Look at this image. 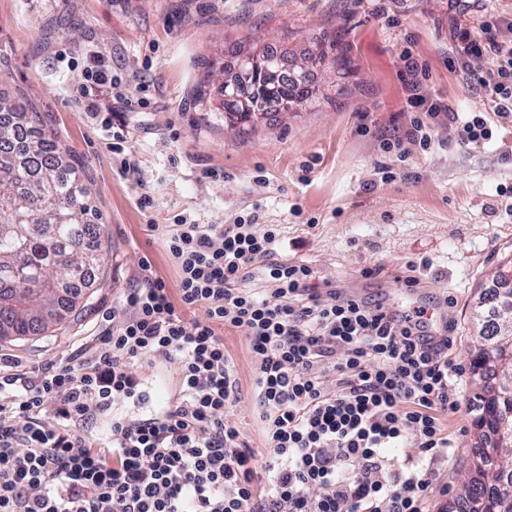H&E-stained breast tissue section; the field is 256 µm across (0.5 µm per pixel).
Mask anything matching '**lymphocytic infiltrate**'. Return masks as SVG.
Listing matches in <instances>:
<instances>
[{"label":"lymphocytic infiltrate","mask_w":512,"mask_h":512,"mask_svg":"<svg viewBox=\"0 0 512 512\" xmlns=\"http://www.w3.org/2000/svg\"><path fill=\"white\" fill-rule=\"evenodd\" d=\"M459 61L512 119V42L457 26ZM279 224H179L166 247L176 293L145 278L98 345L29 377L0 355V512H423L449 456L443 423L457 378L426 310L388 313L312 269L278 259ZM263 285L246 287L254 264ZM202 317L184 319L181 308ZM241 332L262 409L264 463L229 415L241 400L216 326ZM174 365L178 390L149 407L140 361ZM108 434L82 435L90 414ZM409 446L417 462L394 463Z\"/></svg>","instance_id":"lymphocytic-infiltrate-1"}]
</instances>
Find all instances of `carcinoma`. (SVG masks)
I'll return each mask as SVG.
<instances>
[{
  "mask_svg": "<svg viewBox=\"0 0 512 512\" xmlns=\"http://www.w3.org/2000/svg\"><path fill=\"white\" fill-rule=\"evenodd\" d=\"M240 86L224 100V111L242 125L252 112H265L285 99L303 102L309 90L284 84L272 94ZM67 150L49 138L36 113L22 99H0V300L19 299L21 305L0 309V337L28 336L80 311L81 297L69 288L100 267L105 238L103 225L88 204V191L76 167L66 161ZM512 288L490 293L493 311L482 325V343L474 350L471 368L491 382L512 378V368L498 358L505 335L500 320L505 297ZM473 400L481 414L475 428L494 431L509 407L500 399ZM488 477L465 488L456 499L464 512L466 499L488 498L495 512H512V501L501 497V481L512 485V448L505 463L487 461Z\"/></svg>",
  "mask_w": 512,
  "mask_h": 512,
  "instance_id": "cac0c4a2",
  "label": "carcinoma"
}]
</instances>
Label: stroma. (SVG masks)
I'll return each mask as SVG.
<instances>
[{
    "instance_id": "1",
    "label": "stroma",
    "mask_w": 512,
    "mask_h": 512,
    "mask_svg": "<svg viewBox=\"0 0 512 512\" xmlns=\"http://www.w3.org/2000/svg\"><path fill=\"white\" fill-rule=\"evenodd\" d=\"M486 21L512 41V0H0V97L28 100L69 148L108 239L106 282L86 289L85 311L0 341V354L25 370L68 361L111 330L114 301L144 273L176 289L171 224L284 225L281 255L308 264L318 290L337 284L391 312L426 307L450 337L462 376L448 389L452 453L425 502L438 512L473 460L474 304L512 260V122L450 63L456 24ZM333 34L351 68L312 70L326 91L315 107L268 113L241 134L220 98L198 94L241 39L298 51ZM98 59L112 72L104 118L78 94ZM414 85L449 112L488 113L492 138L462 143L442 114L428 149L412 143Z\"/></svg>"
}]
</instances>
